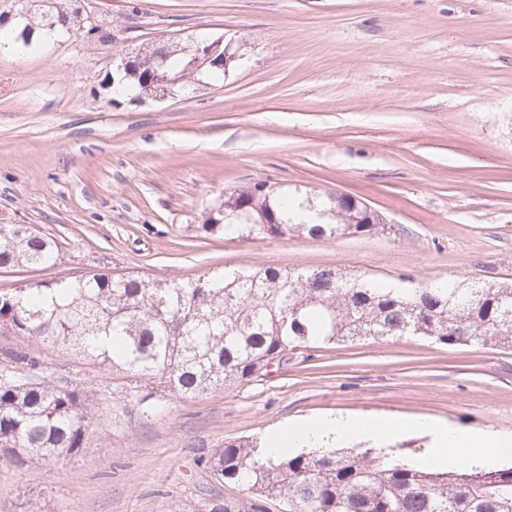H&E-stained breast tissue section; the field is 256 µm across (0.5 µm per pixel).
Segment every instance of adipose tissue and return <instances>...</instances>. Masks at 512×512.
I'll use <instances>...</instances> for the list:
<instances>
[{"label": "adipose tissue", "mask_w": 512, "mask_h": 512, "mask_svg": "<svg viewBox=\"0 0 512 512\" xmlns=\"http://www.w3.org/2000/svg\"><path fill=\"white\" fill-rule=\"evenodd\" d=\"M416 429L429 438L414 458L427 467L446 468L484 464L512 454V438L491 430L464 433L448 424L417 418L407 421L363 422L348 416L323 415L267 430L262 454L276 458L307 449H334L356 442H392Z\"/></svg>", "instance_id": "adipose-tissue-1"}]
</instances>
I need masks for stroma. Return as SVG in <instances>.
<instances>
[{"mask_svg": "<svg viewBox=\"0 0 512 512\" xmlns=\"http://www.w3.org/2000/svg\"><path fill=\"white\" fill-rule=\"evenodd\" d=\"M81 0L74 30L0 47V224L54 239L45 268L0 292L106 273L330 266L384 284L512 283V0ZM234 40L223 79L163 100H111L112 59L175 36ZM266 180L368 203L385 230L264 241L198 232L227 192ZM95 402L85 448L29 466L0 456V512H200L243 487L208 450L305 418L423 417L512 433V346L419 336L295 351L267 377L146 416L126 375L33 343Z\"/></svg>", "mask_w": 512, "mask_h": 512, "instance_id": "obj_1", "label": "stroma"}]
</instances>
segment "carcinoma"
<instances>
[{
  "mask_svg": "<svg viewBox=\"0 0 512 512\" xmlns=\"http://www.w3.org/2000/svg\"><path fill=\"white\" fill-rule=\"evenodd\" d=\"M59 13L67 26L88 21L78 0ZM31 19L13 42L35 49ZM152 60L127 83L152 94ZM175 88L195 81L189 59L166 61ZM228 206L199 230L209 237L254 241L290 234L335 239L371 233L363 205L257 185L231 192ZM53 239L25 224H0V268L55 261ZM72 350L130 381H157L180 399L256 381L299 349L339 341L422 336L448 346L512 344V285L461 281L388 288L332 267L275 266L216 270L192 280L95 274L33 282L0 293V334ZM95 410L83 389L52 379L22 346L0 349V454L18 466L85 447ZM255 438L213 449L200 462L215 480L239 484L248 499H214L204 512H265L281 497L286 512H512V466L437 470L372 448L301 451L262 458Z\"/></svg>",
  "mask_w": 512,
  "mask_h": 512,
  "instance_id": "1",
  "label": "carcinoma"
}]
</instances>
